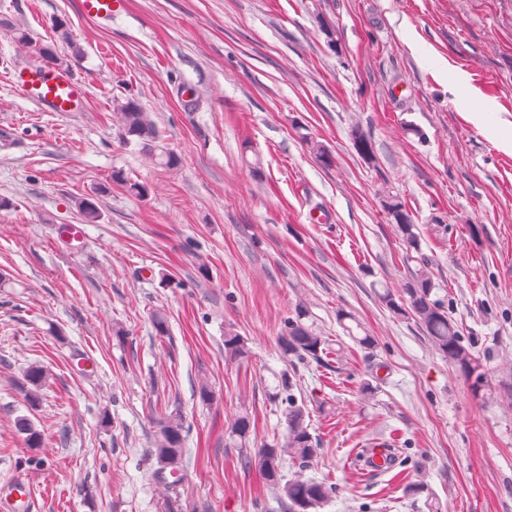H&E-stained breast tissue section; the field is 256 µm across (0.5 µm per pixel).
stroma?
Wrapping results in <instances>:
<instances>
[{"label": "stroma", "instance_id": "1", "mask_svg": "<svg viewBox=\"0 0 512 512\" xmlns=\"http://www.w3.org/2000/svg\"><path fill=\"white\" fill-rule=\"evenodd\" d=\"M0 18L67 57L51 28L62 20L83 49L68 71L88 92L83 111L39 109L13 78L35 56L0 30V485L29 484L34 512H161L168 492L149 448L163 409L187 430L183 512H282L228 428L244 411L257 422L249 447L283 438L271 396L287 372L320 440L306 473L336 488L322 512H427L393 473L356 461L396 431L403 469L441 512H512V154L494 140L512 134V0H128L107 25L79 0H0ZM129 97L177 170L123 144L107 116ZM355 127L376 165L355 152ZM116 170L148 197L114 185ZM384 190L413 215V256L381 209ZM317 209L329 223L310 222ZM70 224L79 238L62 233ZM424 263L484 359L494 388L481 396L378 297ZM299 304L326 363L279 350ZM157 310L167 335L155 333ZM342 311L374 349L354 347ZM229 327L242 360L224 356ZM36 365L48 378L32 405L24 376ZM21 417L43 447L27 446Z\"/></svg>", "mask_w": 512, "mask_h": 512}]
</instances>
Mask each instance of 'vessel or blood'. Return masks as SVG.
<instances>
[{
    "label": "vessel or blood",
    "mask_w": 512,
    "mask_h": 512,
    "mask_svg": "<svg viewBox=\"0 0 512 512\" xmlns=\"http://www.w3.org/2000/svg\"><path fill=\"white\" fill-rule=\"evenodd\" d=\"M80 9L87 17L108 21L126 11L127 0H80ZM15 84L25 98L49 112H76L87 102L84 84L67 71L42 63L19 70ZM32 504L26 483H16L0 492V512H30Z\"/></svg>",
    "instance_id": "vessel-or-blood-1"
}]
</instances>
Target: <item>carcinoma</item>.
I'll use <instances>...</instances> for the list:
<instances>
[{
    "label": "carcinoma",
    "instance_id": "cac0c4a2",
    "mask_svg": "<svg viewBox=\"0 0 512 512\" xmlns=\"http://www.w3.org/2000/svg\"><path fill=\"white\" fill-rule=\"evenodd\" d=\"M0 26L9 28L13 42L37 54L42 42L33 37L28 29L12 26L8 21H0ZM123 131V143L134 147L157 166L174 170L180 165V158L174 152L160 145V134L152 114L135 99H128L117 104L112 112ZM353 147L368 165L375 162V154L369 139L359 130L351 132ZM310 152L324 165L330 166L333 158L330 150L321 142L308 140ZM112 182L128 194L143 198L148 194L146 185L129 181L122 172H112ZM383 209L390 223L394 224L404 242L406 249L416 252L421 250L420 237L416 233V224L406 203L397 195L388 191L381 194ZM432 274L423 265L410 272V277L399 294L385 290L379 298L393 313L413 320L425 333L435 350L451 364L469 383L474 395H479L490 388L485 373L484 363L475 351V341L462 334L453 320L449 309L434 298ZM307 317L303 307H298L294 315L284 323L280 336V350L283 355L299 362H321L328 354V344L314 326L304 322ZM349 338L363 349L375 347V340L369 335L359 336L354 330H364L360 322L355 326H345ZM224 356L230 360H240L247 356L245 340L234 329L224 331ZM47 378V370L41 366L31 367L25 375L28 388V400L36 404L39 392ZM280 394L285 404L286 435L283 440L265 443L255 449L254 464L262 478L277 490L286 512H319L336 496V488L324 481L305 476L302 472L283 475L286 461L291 460L305 468L317 456L320 450L318 438L311 433L307 423V404L298 400L294 393L296 382L287 373L280 377ZM20 433L26 435V442L31 448H39L42 434L27 418L18 419ZM251 432V418L239 416L231 426L230 434L239 440H246ZM186 430L184 421L177 414H160L156 419L153 435L152 453L158 468L153 473L156 482L175 490L182 479L183 459L185 453Z\"/></svg>",
    "mask_w": 512,
    "mask_h": 512
}]
</instances>
